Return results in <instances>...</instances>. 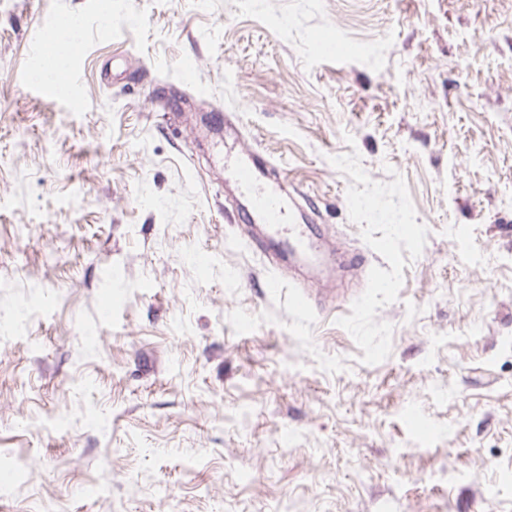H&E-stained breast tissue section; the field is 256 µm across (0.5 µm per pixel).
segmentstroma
<instances>
[{"mask_svg":"<svg viewBox=\"0 0 512 512\" xmlns=\"http://www.w3.org/2000/svg\"><path fill=\"white\" fill-rule=\"evenodd\" d=\"M216 101L365 257L345 306L268 294ZM0 475V512H512V0H0Z\"/></svg>","mask_w":512,"mask_h":512,"instance_id":"1","label":"stroma"}]
</instances>
